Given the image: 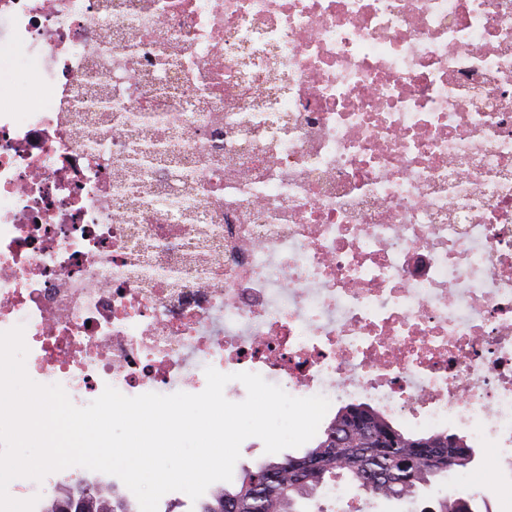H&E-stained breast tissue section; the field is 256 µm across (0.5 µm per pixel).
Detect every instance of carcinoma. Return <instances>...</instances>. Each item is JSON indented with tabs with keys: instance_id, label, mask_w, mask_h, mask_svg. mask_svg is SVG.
<instances>
[{
	"instance_id": "1",
	"label": "carcinoma",
	"mask_w": 512,
	"mask_h": 512,
	"mask_svg": "<svg viewBox=\"0 0 512 512\" xmlns=\"http://www.w3.org/2000/svg\"><path fill=\"white\" fill-rule=\"evenodd\" d=\"M471 446L446 432L414 434L366 403L338 409L323 435L303 452L271 456L242 468L198 512H305L343 482L372 498L399 499L405 486L448 478L446 461ZM426 512H483L469 494L436 500Z\"/></svg>"
}]
</instances>
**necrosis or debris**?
<instances>
[{"mask_svg":"<svg viewBox=\"0 0 512 512\" xmlns=\"http://www.w3.org/2000/svg\"><path fill=\"white\" fill-rule=\"evenodd\" d=\"M18 325L80 407L251 372L512 467V0H0Z\"/></svg>","mask_w":512,"mask_h":512,"instance_id":"1","label":"necrosis or debris"}]
</instances>
